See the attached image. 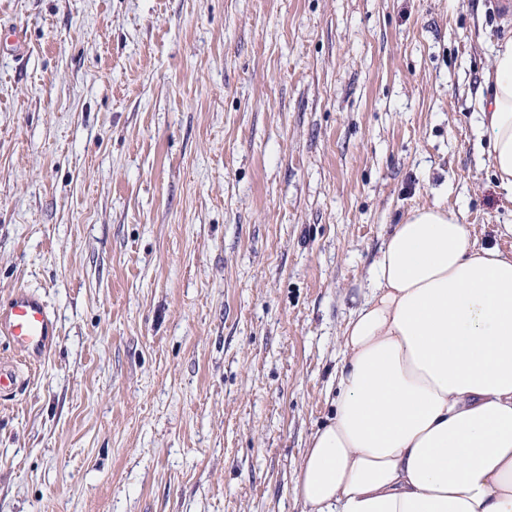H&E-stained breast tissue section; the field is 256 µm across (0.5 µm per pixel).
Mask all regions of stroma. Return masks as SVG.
Here are the masks:
<instances>
[{"label": "stroma", "instance_id": "stroma-1", "mask_svg": "<svg viewBox=\"0 0 512 512\" xmlns=\"http://www.w3.org/2000/svg\"><path fill=\"white\" fill-rule=\"evenodd\" d=\"M23 33L17 50L12 32ZM493 0H0V512H301L382 242L512 252L475 103ZM0 335L8 337L26 359L38 362L52 349L58 328L43 297L18 288L0 302Z\"/></svg>", "mask_w": 512, "mask_h": 512}]
</instances>
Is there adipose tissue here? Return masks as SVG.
I'll list each match as a JSON object with an SVG mask.
<instances>
[{"instance_id":"adipose-tissue-1","label":"adipose tissue","mask_w":512,"mask_h":512,"mask_svg":"<svg viewBox=\"0 0 512 512\" xmlns=\"http://www.w3.org/2000/svg\"><path fill=\"white\" fill-rule=\"evenodd\" d=\"M478 102L512 201V39ZM334 414L294 487L302 512H512V254L437 206L395 225L341 332Z\"/></svg>"}]
</instances>
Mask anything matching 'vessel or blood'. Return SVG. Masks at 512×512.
Here are the masks:
<instances>
[{
    "mask_svg": "<svg viewBox=\"0 0 512 512\" xmlns=\"http://www.w3.org/2000/svg\"><path fill=\"white\" fill-rule=\"evenodd\" d=\"M0 335L8 337L26 359L37 362L52 349L58 328L43 297L20 288L0 301Z\"/></svg>",
    "mask_w": 512,
    "mask_h": 512,
    "instance_id": "obj_1",
    "label": "vessel or blood"
}]
</instances>
